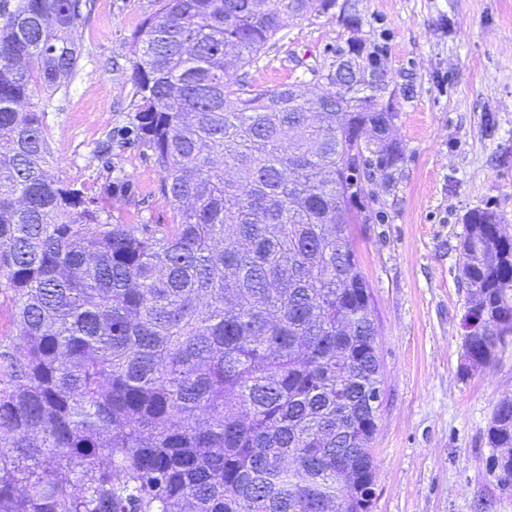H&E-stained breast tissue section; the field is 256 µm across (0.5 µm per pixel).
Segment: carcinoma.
I'll list each match as a JSON object with an SVG mask.
<instances>
[{
	"label": "carcinoma",
	"instance_id": "cac0c4a2",
	"mask_svg": "<svg viewBox=\"0 0 512 512\" xmlns=\"http://www.w3.org/2000/svg\"><path fill=\"white\" fill-rule=\"evenodd\" d=\"M336 0H155L132 36L134 110L117 134L161 174L168 224L112 210L50 174L40 92L67 96L82 0H0V512H371L381 380L354 247L364 190L396 184L394 103L352 77L312 96L254 84L290 24ZM357 66L382 47L342 15ZM326 49L306 68L329 79ZM370 125L380 165L362 171ZM94 157L112 171V140ZM460 281L479 294L462 376L512 335V236L464 217ZM512 485V401L487 428Z\"/></svg>",
	"mask_w": 512,
	"mask_h": 512
}]
</instances>
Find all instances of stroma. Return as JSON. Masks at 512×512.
I'll return each instance as SVG.
<instances>
[{
	"label": "stroma",
	"mask_w": 512,
	"mask_h": 512,
	"mask_svg": "<svg viewBox=\"0 0 512 512\" xmlns=\"http://www.w3.org/2000/svg\"><path fill=\"white\" fill-rule=\"evenodd\" d=\"M154 0H93L67 97L48 112L52 174L109 203L121 224H166L158 168L113 147L136 200L108 196L93 157L133 104L130 40ZM366 37L384 47L404 147L392 192L368 184L354 245L371 286L385 401L374 448L372 512H512V488L486 467V429L512 399V342L490 367L461 376L466 290L463 217L490 206L512 234V0H355ZM349 31L337 16L300 20L249 80L272 89L302 78Z\"/></svg>",
	"instance_id": "35a3bbf8"
}]
</instances>
